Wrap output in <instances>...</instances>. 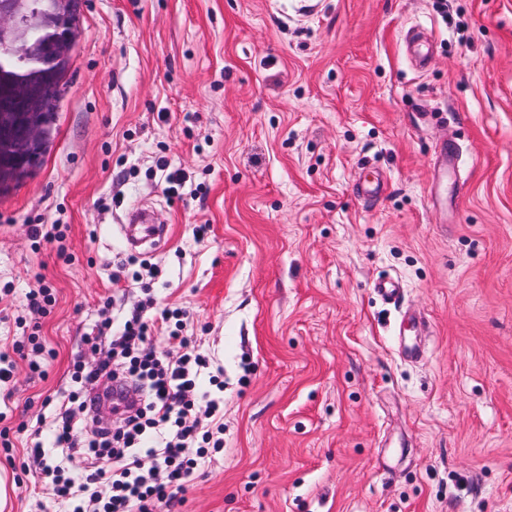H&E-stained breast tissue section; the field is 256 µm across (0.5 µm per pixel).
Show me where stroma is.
I'll return each instance as SVG.
<instances>
[{
  "mask_svg": "<svg viewBox=\"0 0 512 512\" xmlns=\"http://www.w3.org/2000/svg\"><path fill=\"white\" fill-rule=\"evenodd\" d=\"M447 4L86 0L40 166L0 192L6 512H73L28 450L86 467L53 448L54 404L86 337L148 295L224 372V448L171 512H512V0ZM365 159L387 177L373 201L353 193ZM135 207L166 244L126 240ZM132 258L161 278L119 277ZM33 335L40 377L13 351ZM433 42L432 35L425 28L413 27L406 39V55L415 69L422 70L426 67ZM28 233L35 242L41 240L53 243H58L57 249H63L62 244L64 239V233L61 230V226L58 224H32L28 227ZM375 294L386 304L398 305L401 301L402 289L398 280L391 277L378 279L373 288Z\"/></svg>",
  "mask_w": 512,
  "mask_h": 512,
  "instance_id": "35a3bbf8",
  "label": "stroma"
}]
</instances>
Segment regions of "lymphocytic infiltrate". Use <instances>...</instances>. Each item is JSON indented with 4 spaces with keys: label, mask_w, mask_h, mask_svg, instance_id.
Masks as SVG:
<instances>
[{
    "label": "lymphocytic infiltrate",
    "mask_w": 512,
    "mask_h": 512,
    "mask_svg": "<svg viewBox=\"0 0 512 512\" xmlns=\"http://www.w3.org/2000/svg\"><path fill=\"white\" fill-rule=\"evenodd\" d=\"M144 312V307L135 308L117 331L110 320H103L98 336L90 340L92 350L100 355L96 365L89 368L79 360L73 364V377L79 383L124 371L126 379L146 390L144 406L122 418L116 429H101L89 441L79 439L72 427L77 411L85 407L80 391H71L57 414L54 447L65 452L76 449L87 458H108L109 467L84 471L76 481L48 463L44 448L37 445L31 450L59 496L84 492V501L74 512H156L173 503L198 459L207 456L210 447L222 445L202 422L207 419L214 430L223 429L224 399L219 391L224 383L210 373L206 357L193 353L187 340L180 338L184 310H162L156 320ZM163 331L178 341L177 358L155 346V335ZM205 380L210 390H202ZM102 484L108 486V495L100 494Z\"/></svg>",
    "instance_id": "obj_1"
}]
</instances>
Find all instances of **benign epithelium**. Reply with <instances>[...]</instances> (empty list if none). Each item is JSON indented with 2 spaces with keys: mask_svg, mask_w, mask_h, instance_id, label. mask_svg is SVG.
Wrapping results in <instances>:
<instances>
[{
  "mask_svg": "<svg viewBox=\"0 0 512 512\" xmlns=\"http://www.w3.org/2000/svg\"><path fill=\"white\" fill-rule=\"evenodd\" d=\"M83 0H52L59 33L44 46L32 38L37 15L23 12V0L0 11V40L10 53L35 65L0 93V190L31 175L45 149L60 97L61 75L69 64L74 23Z\"/></svg>",
  "mask_w": 512,
  "mask_h": 512,
  "instance_id": "obj_1",
  "label": "benign epithelium"
}]
</instances>
